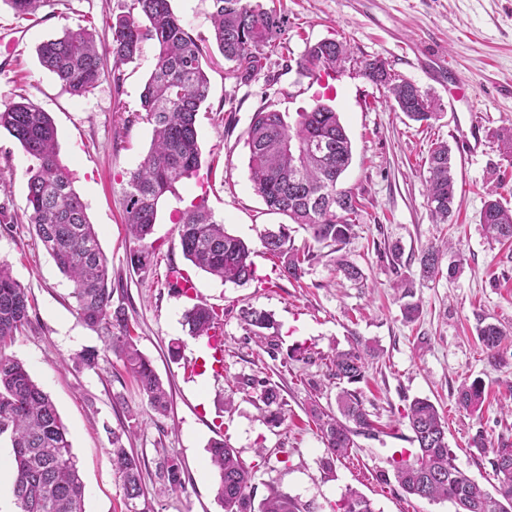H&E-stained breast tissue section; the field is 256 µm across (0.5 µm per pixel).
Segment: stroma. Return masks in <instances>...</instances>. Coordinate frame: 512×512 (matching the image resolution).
I'll return each mask as SVG.
<instances>
[{
	"label": "stroma",
	"mask_w": 512,
	"mask_h": 512,
	"mask_svg": "<svg viewBox=\"0 0 512 512\" xmlns=\"http://www.w3.org/2000/svg\"><path fill=\"white\" fill-rule=\"evenodd\" d=\"M288 19V57L272 55L256 80L239 83L216 57L207 70L209 96L197 126L203 172L179 185L158 209L150 236L157 247L150 264L131 268L134 242L123 223V185L148 152L152 127L138 118L139 95L155 64L152 43L122 68L120 82L105 78L87 97L66 93L43 69L36 49L65 30L95 29L110 42L113 17L132 0H49L33 19L14 15L0 0V33L12 32V47L0 43V104L19 97L37 103L52 117L60 158L75 177L74 187L112 274L113 305L123 306L136 329L138 347L171 393L168 416L146 415V400L119 358L105 350L99 333L75 312L71 282L35 242L23 217L29 160L19 143L0 132V261L27 289L31 323L6 352L22 361L33 380L55 403L69 430L72 451L86 487V512H125L123 494L109 453L112 434L141 459L151 512H223L217 477L208 464V445L222 437L252 473L255 500L286 493L313 512H337L348 489L370 499L375 512H453L449 502L403 495L384 482L394 457L409 447L402 415L416 397L427 398L448 419V445L456 463L485 490L495 479L486 457L468 442L483 431L491 444L512 443V246L491 239L480 213L486 192L498 188L512 208V154L498 139L512 126V0H263ZM324 39L347 43L354 61L380 59L393 73L434 98L443 112L432 125L409 120L356 68L334 82L333 106L352 141V162L342 188L360 202L346 258L362 271L359 283L336 269V254L315 244L310 232L294 226L296 248L313 258L300 281L279 275V262L263 248L264 229L286 223L268 213L249 177L246 131L254 112L269 107L295 113L313 106L318 85L296 65L307 45ZM446 57L470 95L461 112L448 111V87L433 80L432 55ZM481 141L469 148L470 126ZM438 142L451 149L458 191L456 213L444 227L432 223L426 193V157ZM216 220L251 249L255 278L237 286L193 267L178 243L175 224L199 194ZM458 251L457 277L416 289L421 309L413 323L402 319L392 285L396 273L385 254L399 243L410 271L421 251L439 236ZM188 272L193 297L169 288V269ZM204 302L222 311L224 368L195 376L188 366L204 358V340L188 336L184 312ZM272 313L275 353L260 350L238 320L241 307ZM506 327L509 336L497 357L482 346L480 321ZM379 349L360 383L374 435L355 436L347 457L325 469L326 455L308 416L311 404L335 411L337 388L324 356L349 350L357 340ZM180 343L171 358V343ZM99 352L86 366L85 350ZM270 379L281 388L286 415L280 426L267 420L253 392L239 388L241 377ZM482 381L487 394L481 412L458 408L462 382ZM182 462L185 489L159 494L164 457Z\"/></svg>",
	"instance_id": "obj_1"
}]
</instances>
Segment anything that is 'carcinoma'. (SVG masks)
<instances>
[{"mask_svg": "<svg viewBox=\"0 0 512 512\" xmlns=\"http://www.w3.org/2000/svg\"><path fill=\"white\" fill-rule=\"evenodd\" d=\"M18 16L33 15L46 0H5ZM212 39L224 60L232 63L228 75L240 82L257 78L270 56L284 48L286 18L252 0H210ZM112 41L98 47L87 28L67 31L37 47L39 63L52 73L73 97H86L106 77L102 56L112 55L116 71L141 55L144 43L153 41L156 63L140 96L145 120L152 125V142L137 168L129 172L124 187L125 220L138 248L132 250V267L145 268L154 254L147 242L156 223L158 207L176 184L195 175L201 167L197 115L208 98L206 68L211 56L202 40L193 37L173 12L170 0H133L132 11L115 18L110 25ZM350 59L346 44L320 41L305 48L296 65L316 82L342 74ZM364 77L393 97L399 110L417 122H429L439 115L438 103L411 82L399 80L380 59L362 61ZM5 130L28 156L26 219L56 266L73 283L72 297L77 316L91 329L106 331L105 343L120 357L137 381L147 411L164 416L169 393L151 362L138 350L125 308L112 307V284L108 262L98 235L90 223L87 206L73 186L70 171L61 164L57 129L49 113L23 98L0 104V130ZM250 180L268 210L287 216L295 224L307 226L313 240L338 252L351 239L357 200L339 186V179L352 160V142L338 113L316 99L309 110L288 113L267 107L255 112L247 130ZM427 204L437 224L451 217L457 182L448 145L439 144L427 160ZM325 193L332 204L325 207L315 198ZM487 234L512 243V209L494 193H488L480 217ZM185 258L195 267L225 283L244 285L253 277L250 248L217 221L201 196L181 213L176 227ZM260 240L268 253L280 259L281 275L299 281L310 251L291 245L288 225L266 229ZM443 250L429 245L421 251L418 273L399 276L393 287L401 298L414 295L416 285L446 275L453 277L459 263L442 268ZM31 305L26 289L13 277L7 263L0 262V436L6 435L13 448L12 493L19 512H85V486L71 451L69 431L54 402L32 379L17 358L3 348L29 326ZM219 313L205 303H197L184 314L189 336L208 337ZM238 318L258 345L266 341V331L275 327L272 315L252 306L239 310ZM486 350L496 352L504 340V330L486 323L478 328ZM377 357L375 346L359 340L349 350L338 352L327 363L328 376L340 385L338 414L316 408L311 415L325 446L323 465L335 461L353 448V437L374 434V424L355 390L342 383L366 380L368 360ZM242 385L252 388L265 406L270 423L285 418V401L280 387L269 380L247 378ZM486 400L482 382L463 383L456 403L472 414ZM403 418L414 445L406 459L394 462V477L407 495L429 501H448L454 512H512V444L486 448L483 431L471 438V446L490 452L489 464L496 477L495 493L482 490L455 463L448 446V422L427 398L413 399ZM210 462L216 469V498L223 512H308L297 500L274 493L254 505L250 492L251 471L234 449L221 438L208 445ZM112 464L121 483L127 512H148L147 490L142 482L141 461L125 447L123 436L112 433ZM183 466L174 458L164 459L160 477L164 491L185 489ZM340 512H374L371 501L349 489L343 495Z\"/></svg>", "mask_w": 512, "mask_h": 512, "instance_id": "obj_1", "label": "carcinoma"}]
</instances>
